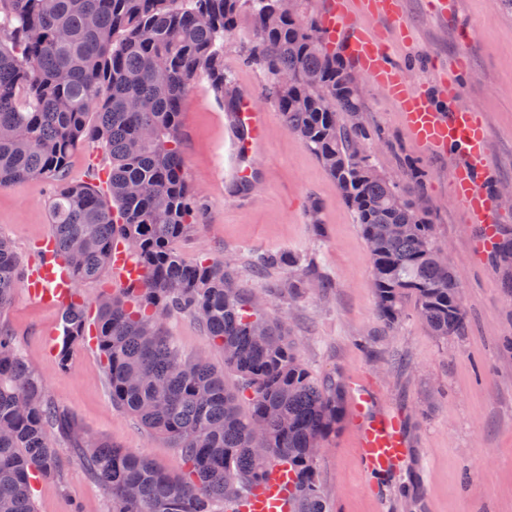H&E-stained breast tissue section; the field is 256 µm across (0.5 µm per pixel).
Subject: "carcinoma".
I'll list each match as a JSON object with an SVG mask.
<instances>
[{
    "label": "carcinoma",
    "instance_id": "carcinoma-1",
    "mask_svg": "<svg viewBox=\"0 0 512 512\" xmlns=\"http://www.w3.org/2000/svg\"><path fill=\"white\" fill-rule=\"evenodd\" d=\"M278 2L0 0V187L42 178L53 188L52 239L74 285L60 308L58 365L68 369L73 346L87 336L78 288L100 278L123 246L144 277L123 299L97 300L96 345L112 403L168 440L183 464L175 475L142 453L82 436L0 327V512H35L33 480L60 476L57 434L110 494L112 512H225L277 460L294 471L298 512H327L308 448L342 423L345 386L312 376L288 326L253 304L231 266L187 260L174 249L200 213L180 154L181 103L202 73L224 111L234 110L224 39L245 9L249 60L264 66L285 126L313 151L359 224L380 318L398 323L411 299L435 335L463 329L459 285L437 255L425 209L379 172L374 153H359L379 131L357 119L360 96L344 82L320 27L276 12ZM84 146L110 160L106 197L93 184L67 181L68 160ZM393 224L406 231L382 233ZM293 264L282 253L260 261ZM21 285L20 257L0 235V314ZM174 310L195 318L224 353L236 389L205 357L182 354L164 336L161 319ZM257 424L267 435L264 457L251 448Z\"/></svg>",
    "mask_w": 512,
    "mask_h": 512
}]
</instances>
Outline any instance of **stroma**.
Returning <instances> with one entry per match:
<instances>
[{"label":"stroma","mask_w":512,"mask_h":512,"mask_svg":"<svg viewBox=\"0 0 512 512\" xmlns=\"http://www.w3.org/2000/svg\"><path fill=\"white\" fill-rule=\"evenodd\" d=\"M402 9L412 39L390 41L393 58L407 66L412 84L427 86L436 70L454 71L458 56L466 57L458 100L485 113L494 182L512 189V9L499 0H448L442 10L428 0H402ZM251 27L250 14L241 13L237 32L224 41L225 72L237 87L251 88L257 107L269 115L265 140L251 160L256 177L250 199L241 201L224 177V105L210 81L198 76L182 105L181 157L189 187L207 210L178 243V253L232 263L240 287L262 292L269 313L286 319L314 378L367 382L379 404L406 424L404 464L371 488L359 467L353 418L344 417L316 465L330 512H512V286L505 267L473 258V228L450 193L447 158L416 146L394 104L364 83L358 118L382 131L374 147L379 166L406 196L423 197L435 240L466 297L464 333L443 339L410 301L401 323L388 326L379 318L359 226L316 156L286 128L264 69L248 62ZM409 161L420 181L408 175ZM50 196L49 184L39 178L0 188V233L12 239L25 265L34 264L51 234ZM314 206L319 213L313 218ZM267 252L290 255L295 263L260 275L254 260ZM305 273L312 279L303 293L279 292V281ZM59 313L22 289L0 323L85 436L179 471L177 449L113 405L93 337L74 347L68 370L59 368ZM163 326L182 351L223 368V352L191 316L169 313ZM58 451L60 477L34 483L36 512H110L108 493L66 441H59Z\"/></svg>","instance_id":"1"}]
</instances>
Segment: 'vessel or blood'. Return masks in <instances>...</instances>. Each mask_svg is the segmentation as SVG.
I'll list each match as a JSON object with an SVG mask.
<instances>
[{"instance_id":"1","label":"vessel or blood","mask_w":512,"mask_h":512,"mask_svg":"<svg viewBox=\"0 0 512 512\" xmlns=\"http://www.w3.org/2000/svg\"><path fill=\"white\" fill-rule=\"evenodd\" d=\"M401 0H324L320 28L324 37L341 49L343 55L384 92L401 111L410 137L432 152L459 148L452 168V191L463 208L468 223L478 227L472 241L474 256L482 257L494 249L498 237L495 198L487 186L486 155L489 129L481 112L457 107L458 88L443 85L441 93L447 107H438L430 94L412 86L403 71L391 64L378 32L363 25L366 16L395 21ZM229 123L232 137L229 178L237 184L251 183L254 170L250 164L264 139L266 113L257 110L251 94H240ZM112 271L123 288L137 287L143 271L124 252L112 256ZM24 286L28 295L44 304L60 303L71 282L54 250H46L30 268ZM352 400L358 418L357 439L360 462L372 479L388 476L407 451L400 420L376 407L373 391L362 384L353 386ZM228 512H297L294 477L286 463L269 466L264 481L250 494L227 505Z\"/></svg>"}]
</instances>
